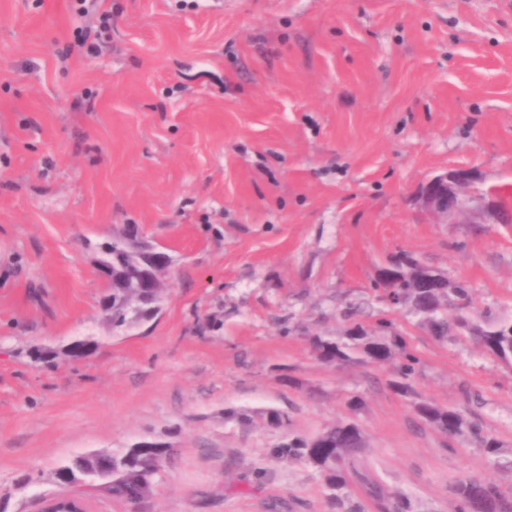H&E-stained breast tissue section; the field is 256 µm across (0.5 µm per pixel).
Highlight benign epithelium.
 Listing matches in <instances>:
<instances>
[{
	"instance_id": "7a95c632",
	"label": "benign epithelium",
	"mask_w": 512,
	"mask_h": 512,
	"mask_svg": "<svg viewBox=\"0 0 512 512\" xmlns=\"http://www.w3.org/2000/svg\"><path fill=\"white\" fill-rule=\"evenodd\" d=\"M420 201L438 224H495L500 202L477 187L476 175L468 169H452L432 177L422 188ZM104 453L89 455L92 463L76 474L73 482L94 483L103 478L98 464ZM41 512H89L86 501L59 495L42 501Z\"/></svg>"
}]
</instances>
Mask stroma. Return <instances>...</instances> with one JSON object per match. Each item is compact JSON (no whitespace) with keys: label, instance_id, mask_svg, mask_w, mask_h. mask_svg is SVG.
Wrapping results in <instances>:
<instances>
[{"label":"stroma","instance_id":"obj_1","mask_svg":"<svg viewBox=\"0 0 512 512\" xmlns=\"http://www.w3.org/2000/svg\"><path fill=\"white\" fill-rule=\"evenodd\" d=\"M100 8L111 27L76 0H0V512H40L68 460L143 439L178 450L149 512H377L357 478L334 500L272 453L339 420L367 438L362 472L420 512H452L460 477L512 487V370L488 351L391 313L416 398L477 415L497 459L419 419L389 366L310 344L344 335L348 306L375 323L400 250L512 315V224H437L418 202L466 168L512 206V0ZM124 228L172 265L159 314L115 335L92 246ZM77 339L91 350L67 357Z\"/></svg>","mask_w":512,"mask_h":512}]
</instances>
